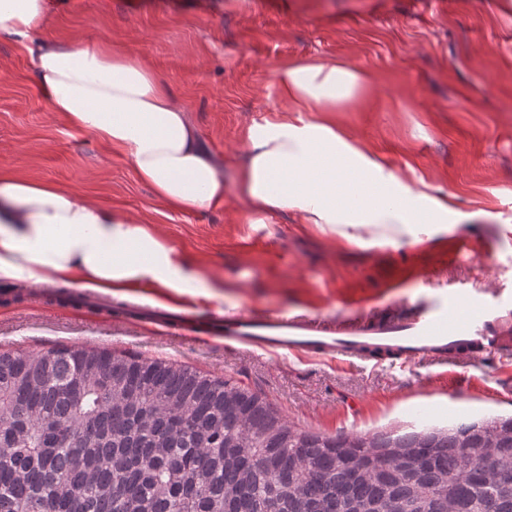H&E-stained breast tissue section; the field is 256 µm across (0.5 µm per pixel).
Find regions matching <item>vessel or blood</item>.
Segmentation results:
<instances>
[{"label":"vessel or blood","instance_id":"obj_1","mask_svg":"<svg viewBox=\"0 0 512 512\" xmlns=\"http://www.w3.org/2000/svg\"><path fill=\"white\" fill-rule=\"evenodd\" d=\"M512 302L483 299L461 291L424 299L409 319L366 322L349 315L329 323L315 317L238 312L225 316L224 340L266 354L360 357L364 349L394 351L403 361L460 360L476 352L501 360L512 329L504 315Z\"/></svg>","mask_w":512,"mask_h":512}]
</instances>
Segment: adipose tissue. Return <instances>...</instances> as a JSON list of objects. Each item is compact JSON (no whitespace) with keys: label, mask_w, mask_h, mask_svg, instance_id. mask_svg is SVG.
Here are the masks:
<instances>
[{"label":"adipose tissue","mask_w":512,"mask_h":512,"mask_svg":"<svg viewBox=\"0 0 512 512\" xmlns=\"http://www.w3.org/2000/svg\"><path fill=\"white\" fill-rule=\"evenodd\" d=\"M52 10L53 0H0V40L28 51L40 88L65 125L127 158L167 209L215 208L232 190L246 204V223L293 213L353 248L402 239L421 244L448 227L489 217L459 209L455 193L398 174L336 120L372 86L367 71L341 58L296 59L278 69L280 105L246 123V149L234 187L226 189L222 161L144 60L90 36L33 40ZM0 280L68 282L111 295L141 284L178 292L202 282L142 221L4 169Z\"/></svg>","instance_id":"ef3b65f1"}]
</instances>
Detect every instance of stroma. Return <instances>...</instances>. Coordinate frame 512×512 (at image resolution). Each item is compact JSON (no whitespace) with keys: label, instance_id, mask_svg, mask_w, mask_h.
<instances>
[{"label":"stroma","instance_id":"1","mask_svg":"<svg viewBox=\"0 0 512 512\" xmlns=\"http://www.w3.org/2000/svg\"><path fill=\"white\" fill-rule=\"evenodd\" d=\"M58 0L46 37L93 36L144 59L190 112L232 181L248 118L279 104L274 75L298 58H342L373 77L368 101L338 113L398 171L492 213L423 245L368 249L290 215L238 218L244 203L170 211L130 163L52 112L25 51L0 42V168L151 223L206 285H141L118 296L0 281V352L67 345L177 362L260 390L288 421L327 434L407 431L414 411L440 427L512 414V351L502 362H346L257 355L206 336L135 322V310L410 316L450 290L512 298V0ZM221 282L212 293V282Z\"/></svg>","mask_w":512,"mask_h":512}]
</instances>
